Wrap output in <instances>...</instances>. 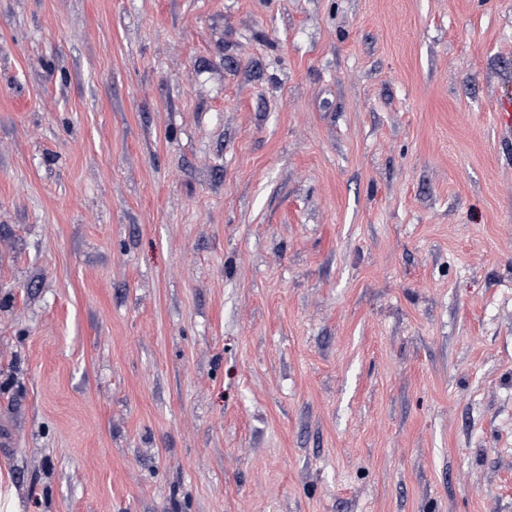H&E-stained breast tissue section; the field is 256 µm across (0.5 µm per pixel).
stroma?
<instances>
[{
  "label": "stroma",
  "mask_w": 512,
  "mask_h": 512,
  "mask_svg": "<svg viewBox=\"0 0 512 512\" xmlns=\"http://www.w3.org/2000/svg\"><path fill=\"white\" fill-rule=\"evenodd\" d=\"M512 0H0V512H512Z\"/></svg>",
  "instance_id": "35a3bbf8"
}]
</instances>
